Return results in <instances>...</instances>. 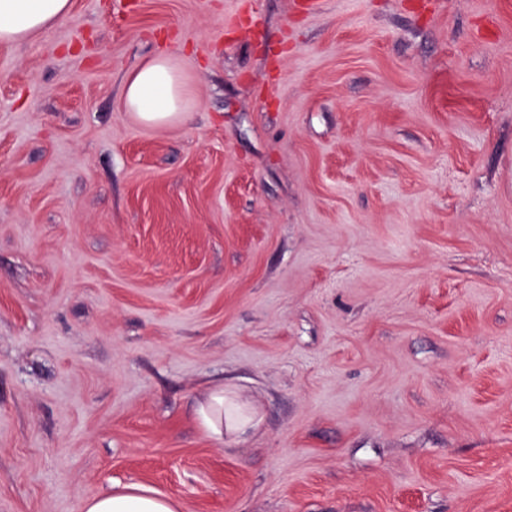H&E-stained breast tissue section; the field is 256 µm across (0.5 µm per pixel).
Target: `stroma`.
I'll use <instances>...</instances> for the list:
<instances>
[{"label": "stroma", "instance_id": "obj_1", "mask_svg": "<svg viewBox=\"0 0 512 512\" xmlns=\"http://www.w3.org/2000/svg\"><path fill=\"white\" fill-rule=\"evenodd\" d=\"M297 2L0 44V512H512V0ZM161 53L198 106L147 127ZM122 104L141 124L160 127L183 121L196 101L178 62L158 54L129 72ZM197 418L210 437L220 444L235 441L258 426L257 412L241 402L232 389L218 386L196 406ZM79 512H179V505L149 488L132 485L124 492L84 502Z\"/></svg>", "mask_w": 512, "mask_h": 512}]
</instances>
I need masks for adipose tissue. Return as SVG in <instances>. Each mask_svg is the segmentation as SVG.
<instances>
[{
	"label": "adipose tissue",
	"mask_w": 512,
	"mask_h": 512,
	"mask_svg": "<svg viewBox=\"0 0 512 512\" xmlns=\"http://www.w3.org/2000/svg\"><path fill=\"white\" fill-rule=\"evenodd\" d=\"M70 10L71 0H0V42L29 41L66 18ZM122 104L141 124L160 127L183 121L196 101L178 62L158 54L129 72ZM196 414L219 443L236 440L259 424L257 412L232 389L221 386L198 402ZM79 512H179V506L149 488L132 485L126 491L84 502Z\"/></svg>",
	"instance_id": "ef3b65f1"
}]
</instances>
